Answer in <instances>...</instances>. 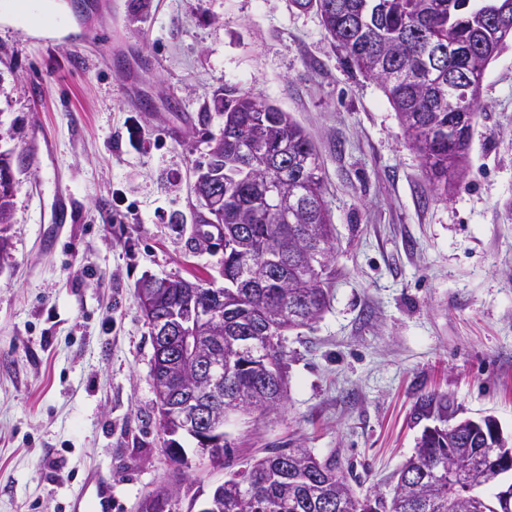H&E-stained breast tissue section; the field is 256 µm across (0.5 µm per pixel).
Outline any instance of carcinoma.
<instances>
[{
  "label": "carcinoma",
  "instance_id": "cac0c4a2",
  "mask_svg": "<svg viewBox=\"0 0 512 512\" xmlns=\"http://www.w3.org/2000/svg\"><path fill=\"white\" fill-rule=\"evenodd\" d=\"M487 3L300 2L320 12L347 67L378 81L435 189L445 193L467 174L472 121L464 113L482 110L476 80L459 84L462 108L448 110V75L461 69L449 47L468 45L471 69L483 71L490 50L500 52L507 42L485 19ZM11 168L10 157L0 154V225L13 219ZM214 190L224 197L216 209L209 201ZM196 193L205 206L196 223L224 229V287L175 280L141 311L152 328L159 316L193 301L221 307L222 325L181 339L179 362L171 366L170 359H159L169 347H153L151 375H163L174 403L184 404L198 399L190 380L195 358L219 356L224 374L210 389L213 406L232 414L273 412L280 404L258 407L252 398L286 386L285 332L317 320L329 303L335 246L319 155L288 113L251 93L232 96L224 100V133L210 150ZM239 330L269 337L266 361L241 364L230 343ZM431 414L437 424L424 428L389 500L357 497L336 462L319 463L307 448H273L238 462V479L224 480V512H512V497L503 495L512 481L494 485L505 471L496 449L485 447L484 420L448 427V399L436 392L418 408L420 416ZM450 451L467 467L466 481L457 486L448 485Z\"/></svg>",
  "mask_w": 512,
  "mask_h": 512
}]
</instances>
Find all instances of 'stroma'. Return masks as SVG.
<instances>
[{"instance_id": "1", "label": "stroma", "mask_w": 512, "mask_h": 512, "mask_svg": "<svg viewBox=\"0 0 512 512\" xmlns=\"http://www.w3.org/2000/svg\"><path fill=\"white\" fill-rule=\"evenodd\" d=\"M84 2L67 0L63 26L32 41L0 20V152L15 157L0 253V512H69L95 467L113 512H139L170 484L137 288L151 276L223 287L224 245L202 243L194 185L225 98L245 92L315 145L336 256L327 308L286 334L278 412L225 424L234 458L307 448L357 496L389 497L428 424L414 414L424 394L447 395L453 420L491 416L512 436V43L486 68L465 183L442 194L316 9ZM87 27L111 42V68L71 48ZM64 190L74 216L60 223ZM182 444L175 512L230 473Z\"/></svg>"}]
</instances>
